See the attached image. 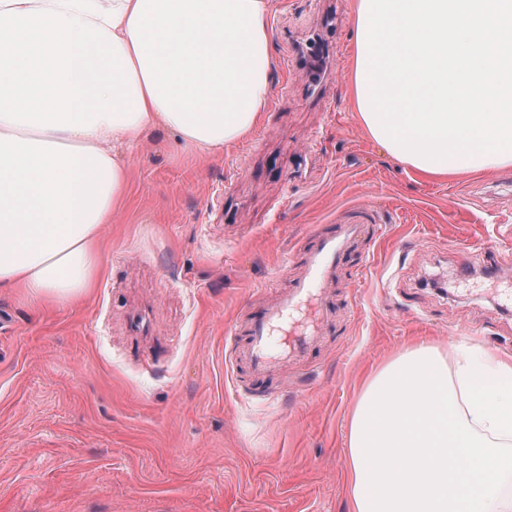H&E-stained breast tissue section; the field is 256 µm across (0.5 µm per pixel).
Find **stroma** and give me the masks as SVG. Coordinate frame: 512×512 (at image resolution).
<instances>
[{
    "label": "stroma",
    "instance_id": "1",
    "mask_svg": "<svg viewBox=\"0 0 512 512\" xmlns=\"http://www.w3.org/2000/svg\"><path fill=\"white\" fill-rule=\"evenodd\" d=\"M356 0H270L271 93L212 156L157 130L132 152L102 273L48 310L0 295V512H348L367 379L415 342L512 355V169L424 180L347 97ZM380 228L340 266L305 362H235L308 234Z\"/></svg>",
    "mask_w": 512,
    "mask_h": 512
}]
</instances>
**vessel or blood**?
I'll return each mask as SVG.
<instances>
[{"instance_id": "obj_1", "label": "vessel or blood", "mask_w": 512, "mask_h": 512, "mask_svg": "<svg viewBox=\"0 0 512 512\" xmlns=\"http://www.w3.org/2000/svg\"><path fill=\"white\" fill-rule=\"evenodd\" d=\"M364 232V224L350 223L317 235L305 249L303 267L291 287L251 318L249 341L237 349L238 360L269 374L308 355L323 334L328 312L321 290Z\"/></svg>"}]
</instances>
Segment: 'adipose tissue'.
Instances as JSON below:
<instances>
[{"instance_id": "obj_1", "label": "adipose tissue", "mask_w": 512, "mask_h": 512, "mask_svg": "<svg viewBox=\"0 0 512 512\" xmlns=\"http://www.w3.org/2000/svg\"><path fill=\"white\" fill-rule=\"evenodd\" d=\"M268 0H0V290L81 301L129 149L246 140L271 91ZM449 377L421 343L366 385L348 433L349 512H512V360Z\"/></svg>"}]
</instances>
